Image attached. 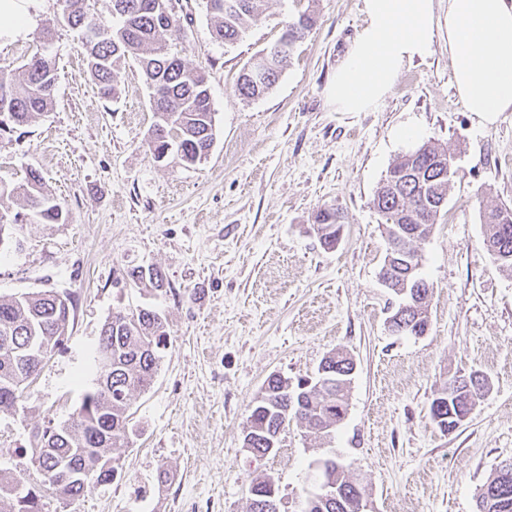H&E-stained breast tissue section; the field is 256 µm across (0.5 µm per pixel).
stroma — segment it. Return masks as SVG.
I'll return each instance as SVG.
<instances>
[{
  "mask_svg": "<svg viewBox=\"0 0 512 512\" xmlns=\"http://www.w3.org/2000/svg\"><path fill=\"white\" fill-rule=\"evenodd\" d=\"M180 4L188 38L171 49L204 71L212 94L206 160L155 161L140 67L127 61L117 97L100 99L79 33L64 24L51 45L53 108L0 137V181L39 170L69 214L64 224L15 225L0 245V296L52 289L78 299L25 412L0 415V470L15 467L10 451L30 447L34 426L78 407L75 379L113 311L144 307L165 316L169 340L151 389L132 402L141 433L111 484L70 503L46 495L44 512H246L259 475L278 486L282 512H297L317 486L319 439L294 424L276 454L257 457L243 429L270 374L311 376L335 349L357 369L331 446L362 478L371 512H476L480 486L512 459V271L487 254L482 219L487 207L512 208V112L464 110L444 25L381 104L340 112L327 87L364 23L363 0H269L228 47L214 39L204 0ZM308 8L317 25L278 83L241 99V69ZM426 143L453 157L447 203L416 245L432 288L429 329L394 336L373 198L393 160ZM323 206L342 216L332 249L313 230ZM149 265L165 292L126 286L127 269ZM473 369L488 379L485 395L441 432L430 420L437 387Z\"/></svg>",
  "mask_w": 512,
  "mask_h": 512,
  "instance_id": "35a3bbf8",
  "label": "stroma"
}]
</instances>
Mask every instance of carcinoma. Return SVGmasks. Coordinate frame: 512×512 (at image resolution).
<instances>
[{"instance_id": "obj_1", "label": "carcinoma", "mask_w": 512, "mask_h": 512, "mask_svg": "<svg viewBox=\"0 0 512 512\" xmlns=\"http://www.w3.org/2000/svg\"><path fill=\"white\" fill-rule=\"evenodd\" d=\"M61 16L49 20L42 30V46L26 63L9 75L0 73V109L14 113L9 131L27 125L49 111L55 101L57 67L50 53L53 29L59 23L83 33H94L96 40L83 45L87 68L97 95L104 100L115 97L122 64L133 59L140 65L148 87L155 121L147 144L155 160L174 155L180 161L209 155L214 144V112L204 72L191 68L169 52L168 41L185 36L180 16L174 14L164 28H157L155 18L164 0H112L120 19L117 27H101L87 11L86 0H59ZM267 9V0H206V10L213 21L214 38L224 45L242 39ZM316 24L314 11L305 10L289 21L288 49L276 62L265 81L251 78L253 65L240 71L236 92L245 99H255L269 92L278 82L293 48L302 42ZM450 156L436 144H424L392 162L385 179L377 188L374 203L385 219L386 236L398 224H424L432 231L442 211L440 203L448 199L452 170ZM417 171L428 183L421 195L415 183L402 185L398 198H389V179ZM8 194L23 203L25 221L30 224H64L67 212L47 189L43 178L31 170L24 182L12 187L0 184V196ZM503 207L483 213L485 245L493 259L501 237L497 219ZM317 231L327 239L336 233V209L320 208L314 216ZM126 283L160 290L164 287L159 269L136 266L126 271ZM77 299L53 290L0 298V407L25 402L31 398L30 386L44 367L42 348L54 355L64 348ZM409 334L428 322V306L421 301L408 310ZM167 347L165 318L158 312L141 308H120L112 313L101 329L93 353L92 385L83 391L80 403L70 419L54 426L48 440L34 431L32 448H16L13 453L24 460L17 473H0V512H42L41 498L49 491L64 500H75L87 484L72 479L71 473L85 469L97 485L112 483L120 451L133 444L139 429L129 413L133 396L149 388L157 373L162 350ZM354 360L349 353L334 350L319 363L324 371L313 383L299 379L292 385L277 373L264 381L247 417L243 447L258 456L269 448L279 449L281 433L295 422L320 437L336 431V402L348 404V392ZM471 396L461 402L450 400L442 409L430 412L433 423L444 433L454 431L460 419L458 408L471 412L487 388V378L478 370L468 376ZM324 466L338 472L344 487V501L325 504L317 493L308 494L300 512H352L350 504L365 488L356 489L345 475L348 466L334 454L322 459ZM52 480L38 486L27 485L28 466ZM249 512H281L279 489L266 477H255L248 488ZM477 512H512V460L500 462L479 489Z\"/></svg>"}]
</instances>
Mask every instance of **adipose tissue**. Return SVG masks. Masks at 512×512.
Returning <instances> with one entry per match:
<instances>
[{"instance_id":"1","label":"adipose tissue","mask_w":512,"mask_h":512,"mask_svg":"<svg viewBox=\"0 0 512 512\" xmlns=\"http://www.w3.org/2000/svg\"><path fill=\"white\" fill-rule=\"evenodd\" d=\"M37 0H0V38L25 35ZM365 24L327 89L340 112H367L403 68L426 57L439 29L435 0H363ZM448 56L466 111L512 112V0H448Z\"/></svg>"}]
</instances>
